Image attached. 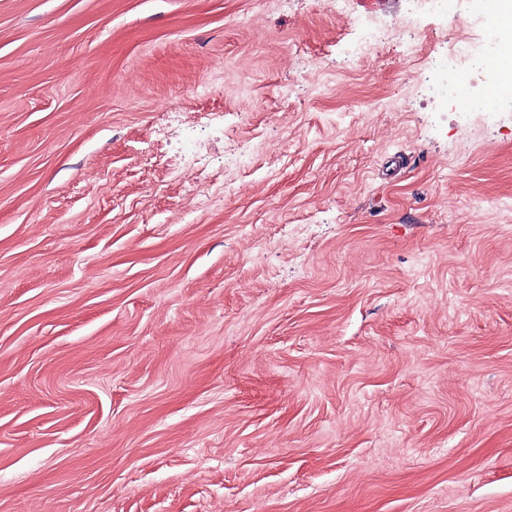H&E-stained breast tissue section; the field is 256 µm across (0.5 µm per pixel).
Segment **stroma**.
Instances as JSON below:
<instances>
[{
  "instance_id": "obj_1",
  "label": "stroma",
  "mask_w": 512,
  "mask_h": 512,
  "mask_svg": "<svg viewBox=\"0 0 512 512\" xmlns=\"http://www.w3.org/2000/svg\"><path fill=\"white\" fill-rule=\"evenodd\" d=\"M405 9L0 0V512H512V112L486 0L342 68ZM482 23L480 33L476 38H465L454 42L448 50V71H458L465 68L475 74L472 82V92L466 99L459 98L455 85L445 83L439 90L442 101L451 110L474 109L484 113H495L505 107L512 111V73H507L499 63V54L495 49L501 41V33L490 18H479ZM491 82L497 89L495 102L492 107L479 106L487 96L481 91V84Z\"/></svg>"
}]
</instances>
